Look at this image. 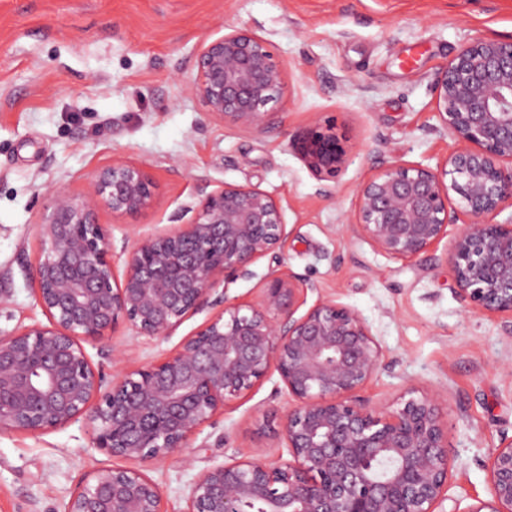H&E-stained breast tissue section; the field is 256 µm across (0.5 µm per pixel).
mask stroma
Masks as SVG:
<instances>
[{"label":"stroma","mask_w":512,"mask_h":512,"mask_svg":"<svg viewBox=\"0 0 512 512\" xmlns=\"http://www.w3.org/2000/svg\"><path fill=\"white\" fill-rule=\"evenodd\" d=\"M266 39L288 66L261 129L206 116L190 90L195 54L225 29ZM512 38V0H0V335L46 323L29 271L48 191L77 194L115 157L143 166L160 205L136 215L104 211L116 274L140 235L190 221L187 206L226 184L280 203L290 236L255 275L229 284L242 302L262 296L268 269L314 284L305 301L355 309L385 353L361 393L394 409L409 393L447 398L454 461L443 512L488 495L487 462L512 436V337L502 319L469 309L453 269L432 251L391 260L351 231L356 188L380 162L436 166L454 145L437 128L433 82L466 43ZM345 137L348 160L323 182L292 142L311 123ZM205 307L170 336L126 323L84 349L106 379L163 361L212 317ZM126 353L113 364V348ZM288 394L269 372L192 437L186 454L147 467L167 512H184L208 468L241 458L287 459L281 423ZM116 460L79 420L39 434L0 428V512H63L73 489Z\"/></svg>","instance_id":"35a3bbf8"}]
</instances>
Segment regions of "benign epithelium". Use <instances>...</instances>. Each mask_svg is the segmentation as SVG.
<instances>
[{"instance_id": "benign-epithelium-1", "label": "benign epithelium", "mask_w": 512, "mask_h": 512, "mask_svg": "<svg viewBox=\"0 0 512 512\" xmlns=\"http://www.w3.org/2000/svg\"><path fill=\"white\" fill-rule=\"evenodd\" d=\"M287 74L265 39L230 29L197 50L191 90L209 117L259 127L275 118L267 106ZM434 89L437 130L453 148L434 168L398 160L375 168L357 186L352 229L395 261L443 248L470 308L508 318L511 335L512 223L489 218L512 207V39L465 44ZM293 147L322 180L346 161L332 125L313 124ZM452 192L464 209L448 207ZM159 203L154 179L123 158L91 171L79 194L48 192L30 282L49 324L0 336V428L37 434L84 418L109 455L161 461L273 369L292 401L282 422L291 460L216 465L193 483L184 512H438L454 470L441 394L392 411L369 406L360 392L384 365L381 345L356 310L332 299L297 314L315 286L283 269L264 276L257 303L219 290L253 276L289 238L278 201L249 186L211 191L189 223L139 237L116 277L100 213ZM218 290L222 310L173 355L104 386L82 342L122 322L165 337ZM487 470L489 496L467 512H512V439H501ZM64 512L166 510L152 478L114 466L78 484Z\"/></svg>"}]
</instances>
